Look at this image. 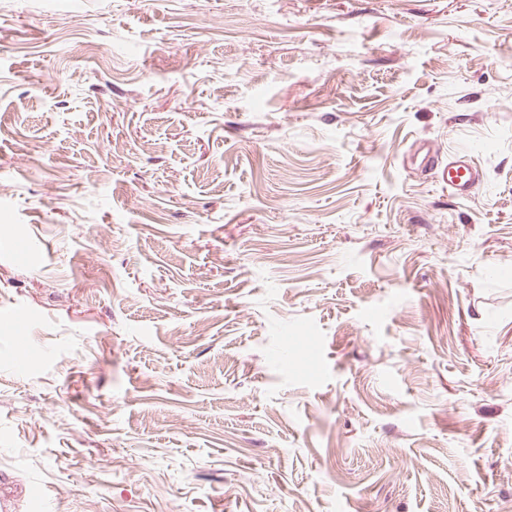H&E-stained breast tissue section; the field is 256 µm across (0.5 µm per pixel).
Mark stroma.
<instances>
[{
	"instance_id": "obj_1",
	"label": "stroma",
	"mask_w": 512,
	"mask_h": 512,
	"mask_svg": "<svg viewBox=\"0 0 512 512\" xmlns=\"http://www.w3.org/2000/svg\"><path fill=\"white\" fill-rule=\"evenodd\" d=\"M5 495L512 512V0H0ZM483 181L482 170L465 153L448 158V187L458 196H470Z\"/></svg>"
}]
</instances>
